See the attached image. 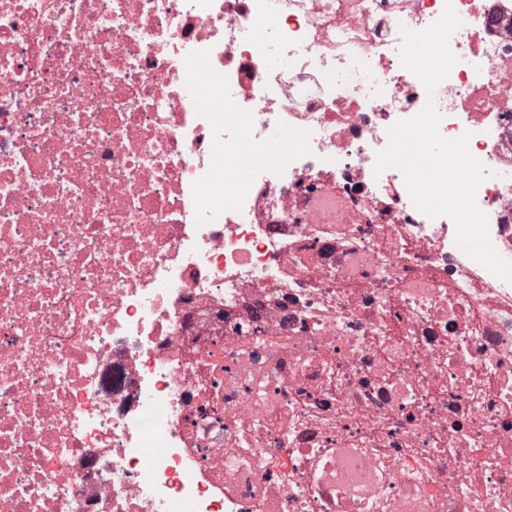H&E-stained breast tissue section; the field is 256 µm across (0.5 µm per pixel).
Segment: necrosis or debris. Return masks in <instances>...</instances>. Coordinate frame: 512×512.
I'll use <instances>...</instances> for the list:
<instances>
[{
    "label": "necrosis or debris",
    "mask_w": 512,
    "mask_h": 512,
    "mask_svg": "<svg viewBox=\"0 0 512 512\" xmlns=\"http://www.w3.org/2000/svg\"><path fill=\"white\" fill-rule=\"evenodd\" d=\"M430 98L512 261V0H0V512H512V283L374 171Z\"/></svg>",
    "instance_id": "4bbe7bcc"
}]
</instances>
